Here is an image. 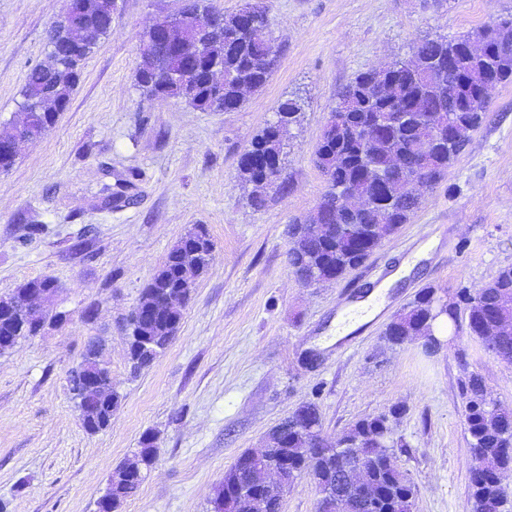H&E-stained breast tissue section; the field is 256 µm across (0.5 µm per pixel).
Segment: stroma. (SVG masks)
<instances>
[{
	"instance_id": "stroma-1",
	"label": "stroma",
	"mask_w": 512,
	"mask_h": 512,
	"mask_svg": "<svg viewBox=\"0 0 512 512\" xmlns=\"http://www.w3.org/2000/svg\"><path fill=\"white\" fill-rule=\"evenodd\" d=\"M112 30L82 61L70 103L0 173V296L53 278L65 322L0 355V500L9 512H96L114 467L157 436L149 475L122 512H213L224 473L296 408L315 403L335 439L400 409L394 462L417 486L415 512H471L461 383L480 373L512 405V364L486 353L465 320L435 353L386 342L387 324L426 288L451 302L512 265V83L494 88L465 151L410 222L335 282L309 285L288 264V227L326 190L314 150L339 94L361 72L409 60L426 39L455 38L512 15V0H262L277 64L235 112L142 94V35L182 0H116ZM68 0H0V119L17 110L47 32ZM301 112L262 206L239 177L252 139L285 100ZM126 204L109 209L107 192ZM37 224L30 237L26 227ZM213 242L180 327L133 371L128 320L141 290L194 226ZM413 262L386 310L346 350L333 324L346 297L392 263ZM97 310L94 320L83 317ZM100 340L120 406L88 433L69 387Z\"/></svg>"
}]
</instances>
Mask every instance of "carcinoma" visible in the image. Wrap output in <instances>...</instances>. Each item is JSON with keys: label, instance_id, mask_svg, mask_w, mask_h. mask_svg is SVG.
Returning a JSON list of instances; mask_svg holds the SVG:
<instances>
[{"label": "carcinoma", "instance_id": "1", "mask_svg": "<svg viewBox=\"0 0 512 512\" xmlns=\"http://www.w3.org/2000/svg\"><path fill=\"white\" fill-rule=\"evenodd\" d=\"M86 14L69 20L62 34L83 36L87 26L96 27L88 46L95 47L107 30L108 0H85ZM201 10L213 15L214 30L196 56L191 41L167 57H144L136 74L137 84L150 98H176L203 112H234L245 103V93L261 89L277 62L271 44L266 10L252 26L242 12L225 15L211 9L206 0H191L180 8L182 15ZM484 42L487 49L468 56L465 46ZM83 52L59 57L52 68H33L20 89L18 105L27 128L43 134L52 128L58 115L41 112L40 104L54 96L66 102L79 81ZM194 57L202 69L195 83L179 81L184 61ZM215 63L230 79L224 82V101L210 100L203 69ZM512 82V19L489 23L473 36L453 39H426L408 62L396 61L379 71L359 74L344 90L330 111L334 123L324 128L315 155L326 190L320 206L335 205L336 192L347 191L345 206L337 221L327 225L325 234L311 236L305 224L291 228L293 247L288 262L293 272L307 282L319 283L341 278L360 265L378 246L372 228L384 225V235L394 234L408 223L424 196L445 177L448 167L463 147L453 139V113H462L472 129L484 121L489 91ZM301 106L286 100L277 114H286L285 126L297 122ZM281 139L268 125L253 138L239 162L240 178L254 186L251 202L263 203L262 190L275 175L265 170L266 159H279ZM213 243L202 227L190 229L170 251L165 264L143 288L137 302L140 320L130 336L132 367L140 371L167 348L181 323L182 307L190 299V289L182 287L181 272H206ZM443 297L426 288L407 311L387 325L385 339L396 346L410 343L434 332V314L457 319V308L441 306ZM469 335L477 337L485 351L512 363V329L499 323L512 318V266L501 268L490 281L474 292L465 293ZM28 323L20 312L0 313V354L10 351L20 340L36 335L35 329L21 333ZM464 399V427L471 451L469 466L472 512H507L503 489L505 474L512 472V408L501 404L488 390L482 375L470 374L461 385ZM98 418L82 417L84 428L95 434L110 424L119 406V395L107 387L100 391ZM300 421L290 418L269 435V448L252 456H241L224 474L216 490L214 512H280L278 492L270 488L269 473L280 458L288 459V476L298 478L315 462L311 477L322 490L336 498L345 512H408L411 478L390 462L395 447L393 422L399 412L366 417L357 421L335 440L322 435L321 415L313 404L303 405ZM137 463L154 460L156 437L145 433L139 441ZM362 461L363 478L372 488L373 508L362 507L360 481L336 485L339 457ZM123 467L110 476L112 501L121 507L144 477L133 475L118 480Z\"/></svg>", "mask_w": 512, "mask_h": 512}]
</instances>
